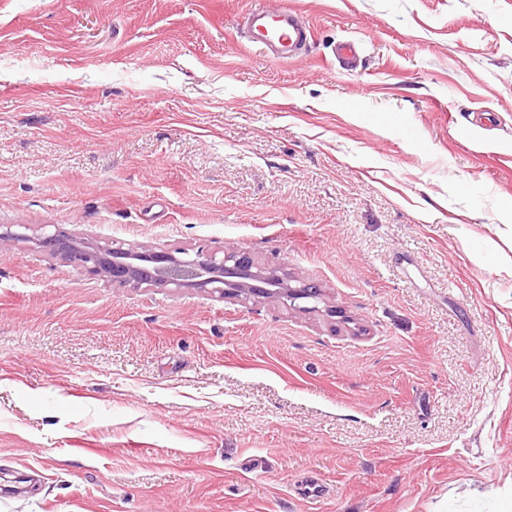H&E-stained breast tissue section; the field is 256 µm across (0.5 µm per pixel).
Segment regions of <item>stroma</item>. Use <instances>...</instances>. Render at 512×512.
Masks as SVG:
<instances>
[{
    "mask_svg": "<svg viewBox=\"0 0 512 512\" xmlns=\"http://www.w3.org/2000/svg\"><path fill=\"white\" fill-rule=\"evenodd\" d=\"M260 6L303 55L247 41ZM4 224L0 512L512 504V0H0ZM49 224L326 306L117 288ZM245 29L249 42L264 46L271 56L280 60L302 53L311 36L306 19L288 7L251 9L246 14Z\"/></svg>",
    "mask_w": 512,
    "mask_h": 512,
    "instance_id": "stroma-1",
    "label": "stroma"
}]
</instances>
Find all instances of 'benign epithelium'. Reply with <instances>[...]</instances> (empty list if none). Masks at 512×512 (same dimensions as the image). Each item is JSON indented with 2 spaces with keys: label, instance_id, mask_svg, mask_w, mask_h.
<instances>
[{
  "label": "benign epithelium",
  "instance_id": "7a95c632",
  "mask_svg": "<svg viewBox=\"0 0 512 512\" xmlns=\"http://www.w3.org/2000/svg\"><path fill=\"white\" fill-rule=\"evenodd\" d=\"M31 242L49 256L77 270L122 288L201 289L224 298L261 296L287 307L296 302L319 303L325 291L318 285L293 284L288 273L265 267L243 251L223 254L198 246L192 250L154 251L93 242L59 225L52 234L30 237L8 226L0 232V250Z\"/></svg>",
  "mask_w": 512,
  "mask_h": 512
}]
</instances>
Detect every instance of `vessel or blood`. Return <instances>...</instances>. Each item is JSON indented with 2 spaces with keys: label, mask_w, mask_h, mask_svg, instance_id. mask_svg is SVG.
I'll return each instance as SVG.
<instances>
[{
  "label": "vessel or blood",
  "mask_w": 512,
  "mask_h": 512,
  "mask_svg": "<svg viewBox=\"0 0 512 512\" xmlns=\"http://www.w3.org/2000/svg\"><path fill=\"white\" fill-rule=\"evenodd\" d=\"M249 42L264 46L274 58L287 60L304 51L311 31L306 19L294 9H251L245 20Z\"/></svg>",
  "instance_id": "obj_1"
}]
</instances>
